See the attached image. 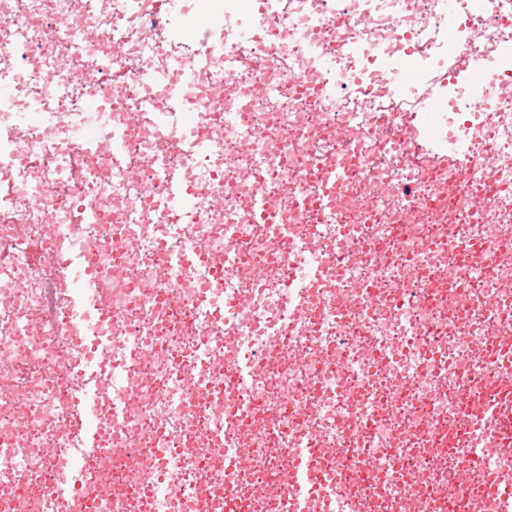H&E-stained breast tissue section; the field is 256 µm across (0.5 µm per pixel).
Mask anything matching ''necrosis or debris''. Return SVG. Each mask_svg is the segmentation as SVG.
I'll return each instance as SVG.
<instances>
[{
  "instance_id": "necrosis-or-debris-1",
  "label": "necrosis or debris",
  "mask_w": 512,
  "mask_h": 512,
  "mask_svg": "<svg viewBox=\"0 0 512 512\" xmlns=\"http://www.w3.org/2000/svg\"><path fill=\"white\" fill-rule=\"evenodd\" d=\"M457 37L448 35L446 0H181L179 11L154 0H0V72L19 77L21 96L0 100V256L16 279L0 284V512H504L486 486L493 471L512 482V431L495 439L496 456L480 455L484 438L471 416L487 380L512 382V364L488 353L512 335V0H458ZM277 31L265 40L234 37L238 19ZM212 32L224 47L198 78L203 103L197 133L210 149L183 158L178 175L199 189L189 220L157 216L165 183L150 176L154 126L139 108L146 71L196 48L169 42L173 21ZM27 27L31 39L10 35ZM310 28L301 43L292 29ZM89 52L68 55L73 34ZM344 51L331 72L314 59L324 41ZM239 57L228 73L223 57ZM421 61L413 95L396 87L373 93L380 60ZM112 59L111 72L99 67ZM479 63L496 96L466 81L441 83L464 63ZM70 78L56 84L59 68ZM261 81L285 84L282 98L255 101L245 124L229 128L222 113L252 98ZM114 103V126L128 151L106 142L69 140L58 121L13 117L49 106L78 113L93 97ZM442 109L431 123L473 156L413 159L401 132L428 96ZM354 125L357 164L349 192L357 208L337 202L323 218L296 205L312 192L314 172L345 161L340 130ZM81 175H56L61 159ZM264 167L278 204L271 233L248 230L254 202L250 175ZM466 173L458 189V171ZM101 213L80 223L79 211ZM52 224L64 235H48ZM290 236L281 256L279 239ZM494 238L508 250L463 260L467 242ZM110 244L93 268L101 291L92 310L107 318L112 351L91 349L87 312L65 304L70 289L50 271L70 239ZM171 248L223 242L234 266L217 262L171 271L157 255ZM222 277L224 305L195 291ZM477 302L456 303L459 287ZM495 299L492 307L482 306ZM96 361L103 399L102 453L90 457L84 496L61 495L80 446L72 422L76 373ZM255 375L240 384L238 372ZM28 396L17 402L16 393ZM126 409L109 414L111 405ZM242 441L228 463L223 438ZM315 454L328 479L295 492L297 449ZM34 450L49 479L16 474L20 452Z\"/></svg>"
}]
</instances>
